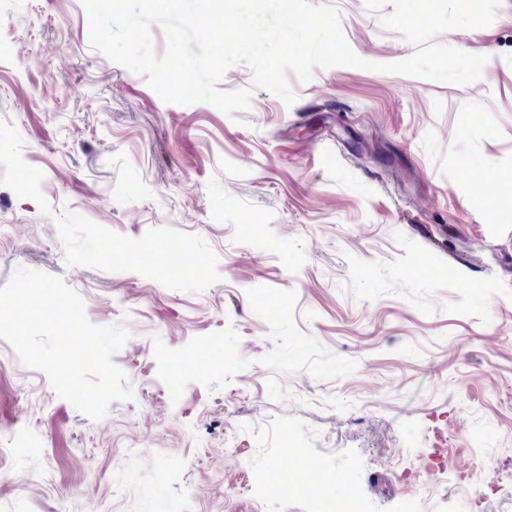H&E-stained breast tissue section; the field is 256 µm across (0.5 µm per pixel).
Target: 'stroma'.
Wrapping results in <instances>:
<instances>
[{
	"label": "stroma",
	"instance_id": "stroma-1",
	"mask_svg": "<svg viewBox=\"0 0 512 512\" xmlns=\"http://www.w3.org/2000/svg\"><path fill=\"white\" fill-rule=\"evenodd\" d=\"M334 3L361 58L414 53L392 0ZM439 40L480 78L337 66L288 106L237 64L232 118L93 49L80 0H0V287L60 277L135 391L94 421L1 366L0 512H309L256 488L288 436L365 512H512V0Z\"/></svg>",
	"mask_w": 512,
	"mask_h": 512
}]
</instances>
